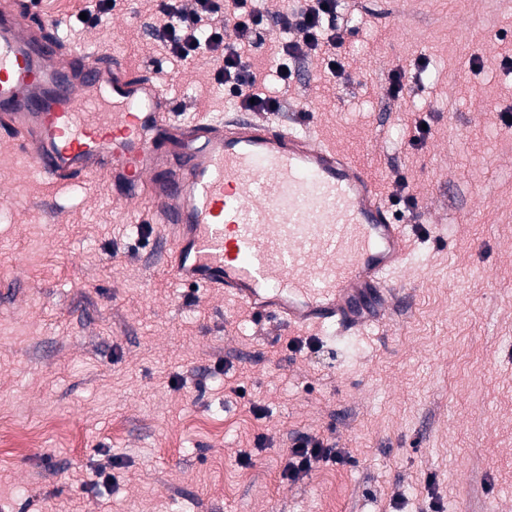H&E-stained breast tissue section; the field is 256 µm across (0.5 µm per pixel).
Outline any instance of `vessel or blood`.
I'll list each match as a JSON object with an SVG mask.
<instances>
[{
  "label": "vessel or blood",
  "instance_id": "vessel-or-blood-1",
  "mask_svg": "<svg viewBox=\"0 0 512 512\" xmlns=\"http://www.w3.org/2000/svg\"><path fill=\"white\" fill-rule=\"evenodd\" d=\"M51 26L27 0H0V132L30 173L101 176L124 204L148 196V223L173 231L178 280L280 325L385 322L408 227L361 167L308 124L171 119L159 73H132L105 42L69 56Z\"/></svg>",
  "mask_w": 512,
  "mask_h": 512
}]
</instances>
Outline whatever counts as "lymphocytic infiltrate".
<instances>
[{
    "mask_svg": "<svg viewBox=\"0 0 512 512\" xmlns=\"http://www.w3.org/2000/svg\"><path fill=\"white\" fill-rule=\"evenodd\" d=\"M236 38L227 41L226 28ZM276 31L274 73L280 92H260L249 54L264 44L269 31ZM351 27L340 16L337 0H306L305 5L271 10L267 0H158L152 19V40L167 55L191 60L209 56L215 63L214 82L225 97L249 112L275 113L288 109V91L299 67L320 57L331 75L341 81L352 77L344 49ZM347 457L330 439L317 435L299 437L288 453L284 477L308 476L320 465L343 464Z\"/></svg>",
    "mask_w": 512,
    "mask_h": 512,
    "instance_id": "lymphocytic-infiltrate-1",
    "label": "lymphocytic infiltrate"
}]
</instances>
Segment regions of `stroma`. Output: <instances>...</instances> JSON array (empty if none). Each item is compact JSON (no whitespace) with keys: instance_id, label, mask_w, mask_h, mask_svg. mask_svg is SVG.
<instances>
[{"instance_id":"stroma-1","label":"stroma","mask_w":512,"mask_h":512,"mask_svg":"<svg viewBox=\"0 0 512 512\" xmlns=\"http://www.w3.org/2000/svg\"><path fill=\"white\" fill-rule=\"evenodd\" d=\"M94 2L40 10L74 53L111 39L133 71L160 63L179 118L235 112L212 61L150 40L149 0L89 28ZM340 2L355 78L312 61L290 112L381 196L406 177L396 309L351 336L252 316L176 279L147 200L125 214L102 181L48 184L0 140V512H321L331 491L336 512H512V0ZM420 58L390 99V70ZM305 434L347 463L284 479Z\"/></svg>"}]
</instances>
